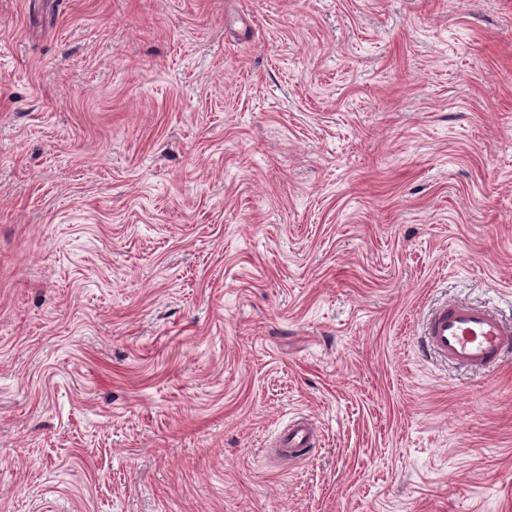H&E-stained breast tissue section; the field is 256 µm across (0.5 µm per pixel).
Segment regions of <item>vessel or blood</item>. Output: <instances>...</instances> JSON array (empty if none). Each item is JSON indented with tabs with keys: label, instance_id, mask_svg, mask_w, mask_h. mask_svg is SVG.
<instances>
[{
	"label": "vessel or blood",
	"instance_id": "vessel-or-blood-1",
	"mask_svg": "<svg viewBox=\"0 0 512 512\" xmlns=\"http://www.w3.org/2000/svg\"><path fill=\"white\" fill-rule=\"evenodd\" d=\"M423 342L429 352L471 370L486 371L512 357V325L485 306L451 302L433 310L425 324ZM312 440V428L291 419L277 436V446L299 457Z\"/></svg>",
	"mask_w": 512,
	"mask_h": 512
}]
</instances>
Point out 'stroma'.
Masks as SVG:
<instances>
[{
  "label": "stroma",
  "mask_w": 512,
  "mask_h": 512,
  "mask_svg": "<svg viewBox=\"0 0 512 512\" xmlns=\"http://www.w3.org/2000/svg\"><path fill=\"white\" fill-rule=\"evenodd\" d=\"M444 301L512 323V0H0V512H512ZM312 440V428L301 419H291L278 433L277 447L290 458H297L309 447Z\"/></svg>",
  "instance_id": "1"
}]
</instances>
